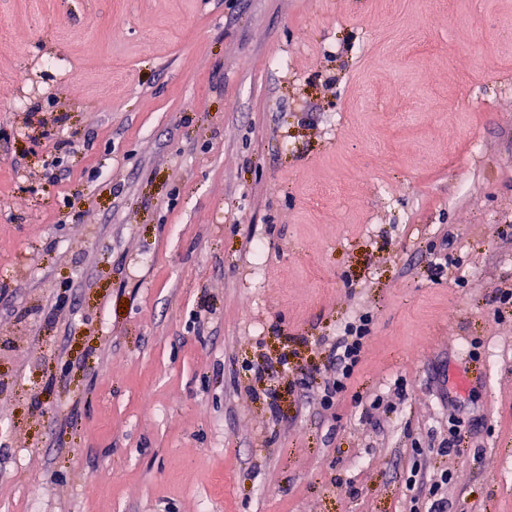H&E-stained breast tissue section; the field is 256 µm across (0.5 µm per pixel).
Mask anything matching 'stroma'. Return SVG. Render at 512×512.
<instances>
[{
    "label": "stroma",
    "mask_w": 512,
    "mask_h": 512,
    "mask_svg": "<svg viewBox=\"0 0 512 512\" xmlns=\"http://www.w3.org/2000/svg\"><path fill=\"white\" fill-rule=\"evenodd\" d=\"M505 289L512 0H0V512H512ZM369 318L361 316L358 322L350 323L345 334L339 336L334 343L336 356V379L324 387L322 403L326 408L333 405V398L340 396L345 390V381L350 379L361 362L365 344L369 338Z\"/></svg>",
    "instance_id": "35a3bbf8"
}]
</instances>
